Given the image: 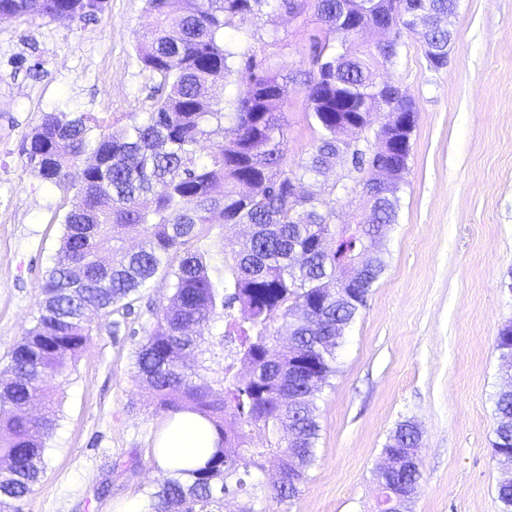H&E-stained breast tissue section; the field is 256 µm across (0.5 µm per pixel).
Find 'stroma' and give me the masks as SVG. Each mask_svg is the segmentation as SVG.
<instances>
[{
    "label": "stroma",
    "instance_id": "stroma-1",
    "mask_svg": "<svg viewBox=\"0 0 512 512\" xmlns=\"http://www.w3.org/2000/svg\"><path fill=\"white\" fill-rule=\"evenodd\" d=\"M144 7L106 0L79 26L0 21V372L34 323L72 201L24 166L23 138L49 112L107 123L146 112L154 82L135 51ZM241 28L257 63L287 84L281 110L296 163L316 138L304 79L323 25L308 2L292 14L254 12ZM451 30L443 68L406 33L396 62L377 70L418 109L397 222L383 241L388 266L317 399L315 465L283 503L269 495L275 471L262 474L258 512H376L374 471L405 420L423 431L413 512H499L492 442L504 384L495 338L512 320V0H459ZM335 179L307 177L301 190L337 203L339 223L359 222L360 193L336 199ZM168 294L160 281L118 323L93 318L84 350L50 381L58 426L23 512H122L160 479L151 455L163 415L134 377V350ZM106 482L111 496L98 497Z\"/></svg>",
    "mask_w": 512,
    "mask_h": 512
}]
</instances>
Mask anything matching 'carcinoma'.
<instances>
[{
	"instance_id": "1",
	"label": "carcinoma",
	"mask_w": 512,
	"mask_h": 512,
	"mask_svg": "<svg viewBox=\"0 0 512 512\" xmlns=\"http://www.w3.org/2000/svg\"><path fill=\"white\" fill-rule=\"evenodd\" d=\"M299 0H146L136 39L143 71L158 80L150 110L121 125H89L84 114L49 113L25 136V164L41 180L74 191L63 217L55 265L47 272L32 327L10 353L0 376V512H22L46 470V444L57 426L48 383L86 347L89 315L129 314L134 297L163 280L171 294L134 351L135 377L153 393L158 410L192 412L207 420L216 448L201 466L166 471L141 512H225L250 495L248 477L271 464L282 475L272 495L298 492L317 461V394L339 372L338 349L386 269L382 238L396 223L398 193L408 171L396 147L398 114L378 98L373 73L390 53L336 52L332 41L359 22L412 33L426 58L448 61L457 0H313L325 27L313 46L320 76L305 80L308 118L317 133L308 156L290 168L278 108L285 87L278 74L254 69L237 22L265 7L292 12ZM102 9L95 0H0V18L63 15L75 24ZM243 87L224 103L207 90L235 71ZM382 112L391 165L400 173L388 192L366 200L360 224L336 223V210L313 196L294 198L288 186L336 165V142L357 131L363 113ZM220 133L206 155L201 142ZM79 185L70 170L85 156ZM247 224L249 236L211 273V254L198 246L216 225ZM130 228L141 245L114 243ZM240 306V315L228 310ZM224 331L212 335V324ZM496 350L512 366V331L500 330ZM193 357L195 367L185 363ZM239 362L250 373L234 372ZM39 400L44 410L29 412ZM494 459L500 472V512H512V376L495 395ZM266 434L257 447L252 428ZM422 432L397 425L383 457L419 455ZM377 512H390L395 484L378 482Z\"/></svg>"
}]
</instances>
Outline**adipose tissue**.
<instances>
[{
    "label": "adipose tissue",
    "mask_w": 512,
    "mask_h": 512,
    "mask_svg": "<svg viewBox=\"0 0 512 512\" xmlns=\"http://www.w3.org/2000/svg\"><path fill=\"white\" fill-rule=\"evenodd\" d=\"M158 445L157 460L163 468L194 467L213 452L215 437L204 419L182 413L166 423Z\"/></svg>",
    "instance_id": "1"
}]
</instances>
